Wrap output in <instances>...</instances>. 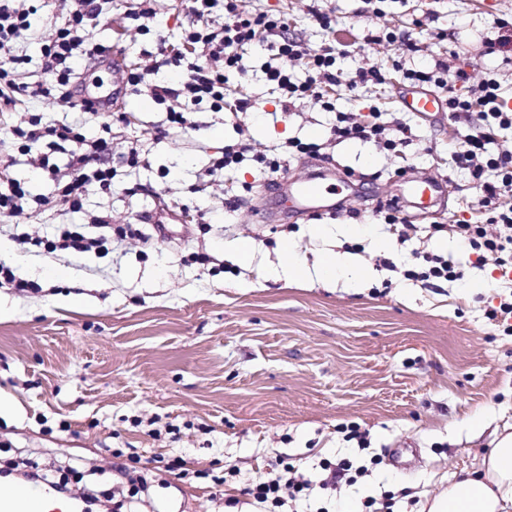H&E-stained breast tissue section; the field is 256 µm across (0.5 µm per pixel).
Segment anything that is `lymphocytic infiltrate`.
Returning <instances> with one entry per match:
<instances>
[{"mask_svg":"<svg viewBox=\"0 0 512 512\" xmlns=\"http://www.w3.org/2000/svg\"><path fill=\"white\" fill-rule=\"evenodd\" d=\"M50 0H0V105H16L18 99L28 97L66 106L80 113L91 112L92 106L81 100L77 90L85 80L79 68L80 61H102L105 46L85 38L88 27L101 16L110 14L112 0H72L62 22L53 23L42 36L41 52L45 61L46 80L27 84L20 82L19 73L24 57L15 56L11 48L31 30V15L47 8ZM194 20L184 29L182 39L195 48V55L170 49L166 40H159V57L152 64L129 68L121 77L131 89L147 87L151 98L166 106L170 123L182 126L187 122L180 107L209 102L212 109L224 108V78L236 69L244 47L258 43L265 47L270 60L265 74L279 93L284 106L307 96L322 99L315 85L299 84L293 79L290 67L299 60L308 61L319 77V83L336 84V48L328 45L317 50L297 38L287 36V23L279 16L245 12L238 0H190L188 6ZM222 13V24H207L206 18ZM168 66L179 72L180 78L171 84H153L148 80L152 70ZM448 109L452 118L478 116L479 122L467 134L463 146L454 152V160L470 168L479 180L480 218L470 222L460 220L448 225L447 230L478 257L489 256L502 274L512 273V205H501L503 193L512 192V150L500 148L497 156H490L488 148L496 144L499 131L512 129V111L504 109L500 86L491 78L471 86L467 95L449 97ZM0 133L10 139L18 152L31 155V164L48 176L56 186L53 198H31L14 178L0 172V214L15 217L24 212L28 200L49 208L81 211L89 187L107 191L116 175L109 157L112 153V126L103 124L101 135L90 138L81 125H42L36 116L23 115L16 120L0 123ZM336 138L360 139L383 144L389 151L396 150L399 139L389 137L385 124L365 122L351 112L339 113L333 129ZM45 143L46 149L33 153L32 147ZM66 153V165H57L55 151ZM99 234L92 235L82 224L57 225L52 236L43 238L47 253H92L106 257L112 252V220L98 217L94 220ZM325 476L320 482L297 476L293 465L276 460L270 470L257 477L245 489L262 512H296L297 502L306 499L313 488L335 489L341 482H353L355 477L367 475V467H353L349 460L337 462L324 459L319 463Z\"/></svg>","mask_w":512,"mask_h":512,"instance_id":"obj_1","label":"lymphocytic infiltrate"}]
</instances>
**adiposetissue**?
Here are the masks:
<instances>
[{"label": "adipose tissue", "instance_id": "1", "mask_svg": "<svg viewBox=\"0 0 512 512\" xmlns=\"http://www.w3.org/2000/svg\"><path fill=\"white\" fill-rule=\"evenodd\" d=\"M415 512H512V433L496 445L477 469H464L448 485L419 494Z\"/></svg>", "mask_w": 512, "mask_h": 512}]
</instances>
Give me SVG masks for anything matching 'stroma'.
<instances>
[{
  "instance_id": "obj_1",
  "label": "stroma",
  "mask_w": 512,
  "mask_h": 512,
  "mask_svg": "<svg viewBox=\"0 0 512 512\" xmlns=\"http://www.w3.org/2000/svg\"><path fill=\"white\" fill-rule=\"evenodd\" d=\"M68 3L56 0L53 12L32 16L31 35L15 48L27 59L24 82L45 80L40 35ZM131 5L112 0L111 16L87 35L133 68L155 52L157 34L180 44L191 16L185 0H154L157 31L141 35ZM243 6L284 16L289 33L312 49L345 50L336 63L343 73L374 67L384 82L352 90L342 81L328 91L333 110L304 98L286 112L261 70L265 55L251 47L241 71L226 75L223 110L189 107L186 126L166 137L156 135L168 125L165 107L148 103L147 92H128L119 109L130 120L112 124V189H89L82 212L0 219L7 246L0 260L41 287L35 294L0 288V468L19 459L72 463L75 493L92 489L108 499L121 480L116 451L135 450L150 470L180 456L211 476L165 475L152 489L156 512H225L230 496L240 512H256L242 490L276 458L316 481L322 459L358 466L380 457L368 476L337 488L332 508L343 512L345 503L382 498L394 486L435 491L479 464L494 430L512 432V336L486 317L512 297V283L492 260L429 231L478 214L479 190L452 158L469 123L408 112L398 102L404 70L442 62L476 81L494 77L512 108V60L482 46L496 37L495 21L512 23V0H387L381 16L361 0H321L327 26L312 17L310 0ZM371 34L376 42H368ZM404 34L417 52L403 53ZM241 99L249 108L238 113ZM340 112L380 113L388 128H407V141L396 153L336 141L330 129ZM312 129L321 132L319 153L296 156L278 173L246 161L233 173L208 174L225 146L242 143L271 157ZM132 146L142 158L135 166L127 163ZM366 153L372 166L361 161ZM322 168L329 185L349 176L335 210L276 218L282 184ZM408 173L446 184L447 194L430 212L411 210L402 242L375 211L392 202ZM105 214L135 229L105 258L7 245L18 227L41 238L52 225ZM156 223L164 233H153ZM318 224L326 235L314 234ZM377 238L390 242V252L374 248ZM286 240L309 268L326 252L350 256L368 274L365 288L271 276ZM233 241L248 244L247 260L225 250ZM416 251L458 261L462 278L406 279ZM478 417L480 433L472 425ZM349 422L367 431L368 450L339 433ZM230 466L236 478L215 486L213 476Z\"/></svg>"
}]
</instances>
